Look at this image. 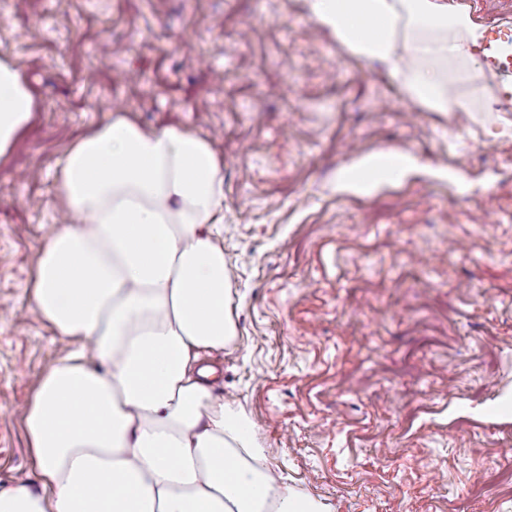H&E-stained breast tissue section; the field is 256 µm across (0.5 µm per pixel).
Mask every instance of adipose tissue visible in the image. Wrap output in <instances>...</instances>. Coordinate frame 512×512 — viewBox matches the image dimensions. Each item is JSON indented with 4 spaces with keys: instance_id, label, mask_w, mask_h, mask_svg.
<instances>
[{
    "instance_id": "1",
    "label": "adipose tissue",
    "mask_w": 512,
    "mask_h": 512,
    "mask_svg": "<svg viewBox=\"0 0 512 512\" xmlns=\"http://www.w3.org/2000/svg\"><path fill=\"white\" fill-rule=\"evenodd\" d=\"M311 20L363 61L388 68L434 112L446 65L472 59L483 32L447 0H305ZM36 110L15 63L0 57V157ZM376 152L342 172L364 191L415 169ZM71 218L45 239L29 307L67 347L20 414L38 490L0 488V512H332L265 461L253 423L207 380L202 353L236 335L224 249V166L211 142L114 112L55 167Z\"/></svg>"
}]
</instances>
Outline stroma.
<instances>
[{"instance_id":"stroma-1","label":"stroma","mask_w":512,"mask_h":512,"mask_svg":"<svg viewBox=\"0 0 512 512\" xmlns=\"http://www.w3.org/2000/svg\"><path fill=\"white\" fill-rule=\"evenodd\" d=\"M448 4L512 55V0ZM0 56L37 101L0 157V488L36 482L16 411L62 346L27 311L56 163L126 112L224 164L237 336L205 364L285 482L334 512H512V71L449 61L473 110L430 111L303 0H0ZM384 148L418 169L337 191Z\"/></svg>"}]
</instances>
